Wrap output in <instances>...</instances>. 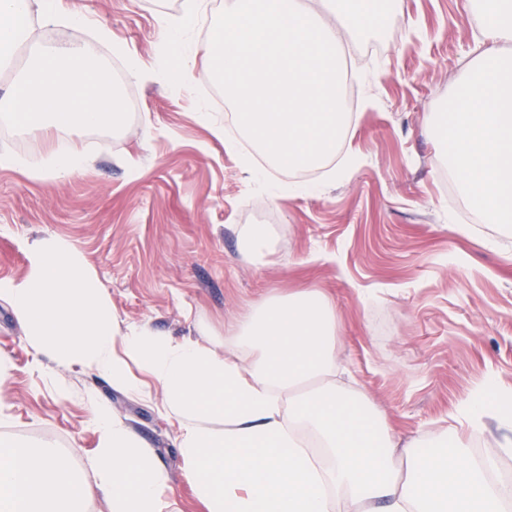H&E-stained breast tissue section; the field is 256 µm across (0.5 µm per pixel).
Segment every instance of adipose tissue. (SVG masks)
I'll return each mask as SVG.
<instances>
[{
  "label": "adipose tissue",
  "mask_w": 512,
  "mask_h": 512,
  "mask_svg": "<svg viewBox=\"0 0 512 512\" xmlns=\"http://www.w3.org/2000/svg\"><path fill=\"white\" fill-rule=\"evenodd\" d=\"M68 20L62 43L32 39L31 20ZM86 22L66 0H0V70L29 46L24 76L0 92V122L39 138L25 162L0 152V168L66 181L89 159L60 134L123 123L112 76L81 39ZM27 270L0 280L33 350L79 365L125 391L161 386L180 430L185 477L199 512H501L512 484L489 471L512 455V389L488 382L460 403L451 433L399 445L388 415L339 382L336 306L321 290L272 296L237 325L234 351L207 334L176 341L148 329L118 337L112 305L85 258L65 240H25ZM507 433L496 454L474 459L484 418ZM93 479L79 475L52 443L0 440V512H86L95 496L112 512H165L167 473L146 442L96 402Z\"/></svg>",
  "instance_id": "adipose-tissue-1"
}]
</instances>
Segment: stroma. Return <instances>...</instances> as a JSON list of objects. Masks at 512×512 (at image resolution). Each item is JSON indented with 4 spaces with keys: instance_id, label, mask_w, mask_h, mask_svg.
Here are the masks:
<instances>
[{
    "instance_id": "stroma-1",
    "label": "stroma",
    "mask_w": 512,
    "mask_h": 512,
    "mask_svg": "<svg viewBox=\"0 0 512 512\" xmlns=\"http://www.w3.org/2000/svg\"><path fill=\"white\" fill-rule=\"evenodd\" d=\"M185 0H73L85 41L123 69L136 112L112 146L81 132L84 173L65 182L0 169V279L22 276L24 240L54 235L89 262L119 333L145 327L180 340L208 329L216 345L264 299L317 288L336 306L339 357L357 387L392 419L402 442L447 429L448 415L486 381L512 387V235L461 195L432 121L482 49L467 0H401L378 36L344 35L340 55L360 107L311 190L290 171L259 168L243 143L211 137L201 113L226 121L207 84L172 86L159 72L163 26ZM111 41L98 37L99 28ZM144 67L127 76L129 51ZM148 132V142L138 135ZM264 199L279 222L274 253L240 249L238 208ZM0 436L54 443L85 477L97 435L91 398L145 439L169 476L168 512H192L179 427L161 388H113L95 372L35 358L0 304Z\"/></svg>"
}]
</instances>
